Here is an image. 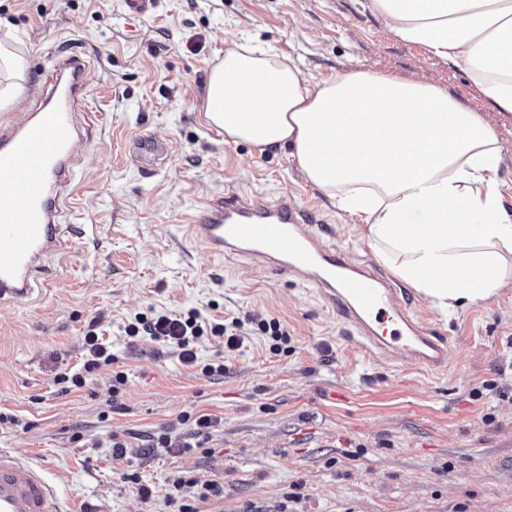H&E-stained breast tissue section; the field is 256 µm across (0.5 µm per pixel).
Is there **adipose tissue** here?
<instances>
[{"mask_svg": "<svg viewBox=\"0 0 512 512\" xmlns=\"http://www.w3.org/2000/svg\"><path fill=\"white\" fill-rule=\"evenodd\" d=\"M370 9L512 112V0H370ZM203 103L225 141L289 149L307 181L361 218L369 245L441 312L512 281L501 148L446 90L352 68L313 83L287 55L241 38L211 67Z\"/></svg>", "mask_w": 512, "mask_h": 512, "instance_id": "ef3b65f1", "label": "adipose tissue"}]
</instances>
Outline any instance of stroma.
<instances>
[{"label":"stroma","mask_w":512,"mask_h":512,"mask_svg":"<svg viewBox=\"0 0 512 512\" xmlns=\"http://www.w3.org/2000/svg\"><path fill=\"white\" fill-rule=\"evenodd\" d=\"M368 3L155 0L135 15L126 0H0V40L13 36L26 84L45 82L60 51L90 62L67 247L47 258L29 298L0 304V411L16 418L0 427V448L41 466L64 512H177L181 476L221 489L194 501L197 512H512V283L448 315L407 287L413 314L449 343L446 371L416 370L398 352L373 359L348 342L306 274L212 255L187 233L214 195L288 194L323 242L380 261L361 219L307 182L287 151L234 144L206 124V74L245 33L313 82L353 67L448 90L495 133L512 216V113L465 71L396 37ZM139 135L164 147L154 170L127 157ZM191 308L227 323L279 319L288 347L270 353L250 331L231 351L207 336L192 368L169 346L122 338L134 314ZM91 328L115 361L62 391L54 378L79 368ZM215 361L223 372L201 373ZM116 371L126 376L117 389ZM189 413L219 423L199 437L182 422ZM163 437L195 448L169 455ZM116 439L124 456L112 453Z\"/></svg>","instance_id":"obj_1"}]
</instances>
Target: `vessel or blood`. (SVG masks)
<instances>
[{"instance_id": "b4317fda", "label": "vessel or blood", "mask_w": 512, "mask_h": 512, "mask_svg": "<svg viewBox=\"0 0 512 512\" xmlns=\"http://www.w3.org/2000/svg\"><path fill=\"white\" fill-rule=\"evenodd\" d=\"M55 76L42 91L50 107L14 127L0 123V303L28 297L43 260L62 244L60 218L76 201L73 159L80 123L76 107L86 89L83 53L58 55ZM140 166L160 162L159 145L138 138L131 145ZM193 239L215 256L238 255L283 273L306 271L322 300L350 329L349 339L373 355L397 348L419 368L444 370L448 342L416 319L386 273L353 262L307 228L287 195L216 196L190 222ZM397 322L404 333L377 330ZM0 512H62L42 475L11 451L0 448Z\"/></svg>"}]
</instances>
